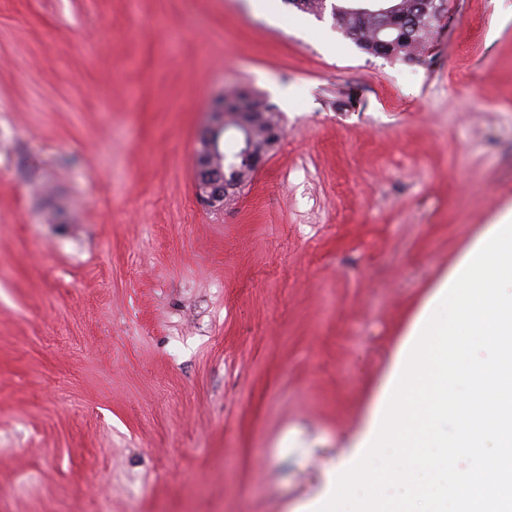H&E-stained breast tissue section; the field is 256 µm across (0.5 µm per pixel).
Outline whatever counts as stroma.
<instances>
[{"mask_svg": "<svg viewBox=\"0 0 512 512\" xmlns=\"http://www.w3.org/2000/svg\"><path fill=\"white\" fill-rule=\"evenodd\" d=\"M419 63L249 0H0V512H304L512 207V0ZM292 90L283 101L269 88ZM282 135L197 196L210 100Z\"/></svg>", "mask_w": 512, "mask_h": 512, "instance_id": "obj_1", "label": "stroma"}]
</instances>
